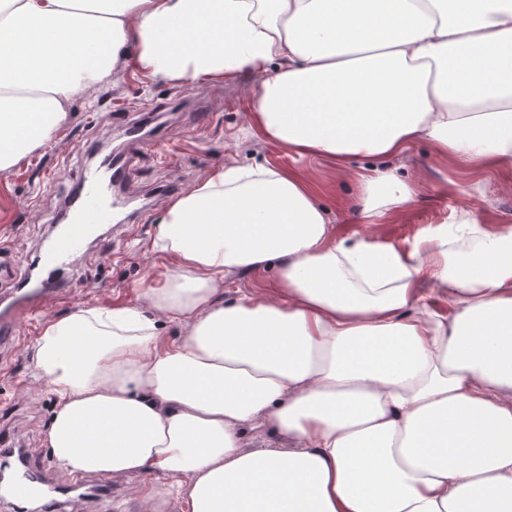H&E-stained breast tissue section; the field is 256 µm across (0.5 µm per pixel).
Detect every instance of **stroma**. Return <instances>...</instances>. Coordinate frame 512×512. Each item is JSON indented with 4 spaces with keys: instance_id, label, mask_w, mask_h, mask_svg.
Segmentation results:
<instances>
[{
    "instance_id": "obj_1",
    "label": "stroma",
    "mask_w": 512,
    "mask_h": 512,
    "mask_svg": "<svg viewBox=\"0 0 512 512\" xmlns=\"http://www.w3.org/2000/svg\"><path fill=\"white\" fill-rule=\"evenodd\" d=\"M260 78L242 72L206 85L175 86L130 70L117 88L102 90L93 101H75L68 124L55 143L0 172V296L14 294L32 260L43 251L91 153L103 146L125 145L124 115L137 111L155 142L134 162L124 198L146 205L145 215H127L125 227L102 225L99 241L71 273L69 296L48 304L33 321L22 323L19 343L0 348V432L11 435L41 459L51 451L44 436L56 397L35 376L33 347L45 323L86 306L138 305L146 285L162 280L167 260L152 251L157 219L172 194H184L196 180L224 163L263 164L317 177L320 204L341 235L362 232L355 197L358 186L349 172L323 157H299L274 148L257 136L249 103ZM176 146L177 158L164 154ZM415 190L412 201L383 223L373 225L377 242L399 245L452 211L478 212L482 223L512 226V179L488 168H472L434 157L428 141L415 142L390 162ZM171 478L159 471L112 482L111 496H74L72 512H140L139 498L152 493L162 512H187L171 492Z\"/></svg>"
}]
</instances>
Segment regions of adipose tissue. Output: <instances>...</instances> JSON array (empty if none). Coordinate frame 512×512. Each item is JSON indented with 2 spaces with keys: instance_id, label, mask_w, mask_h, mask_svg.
I'll return each mask as SVG.
<instances>
[{
  "instance_id": "1",
  "label": "adipose tissue",
  "mask_w": 512,
  "mask_h": 512,
  "mask_svg": "<svg viewBox=\"0 0 512 512\" xmlns=\"http://www.w3.org/2000/svg\"><path fill=\"white\" fill-rule=\"evenodd\" d=\"M130 67L259 75L262 138L359 160L369 226L412 201L385 162L415 141L512 175V0H0V171ZM159 224L144 307L37 342L61 468L170 473L188 512H512V226L340 237L316 178L263 164L212 170ZM239 272L273 286L225 301Z\"/></svg>"
}]
</instances>
